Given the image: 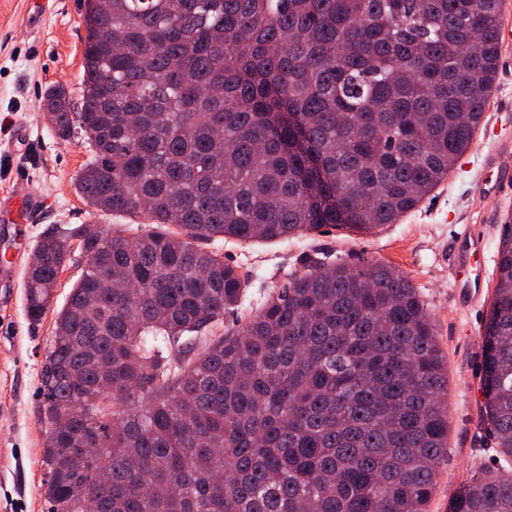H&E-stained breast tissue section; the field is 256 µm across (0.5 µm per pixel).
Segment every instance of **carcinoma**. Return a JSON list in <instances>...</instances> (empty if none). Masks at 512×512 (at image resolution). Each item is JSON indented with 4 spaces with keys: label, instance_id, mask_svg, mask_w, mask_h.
<instances>
[{
    "label": "carcinoma",
    "instance_id": "obj_1",
    "mask_svg": "<svg viewBox=\"0 0 512 512\" xmlns=\"http://www.w3.org/2000/svg\"><path fill=\"white\" fill-rule=\"evenodd\" d=\"M503 0H87L86 205L152 229L69 224L32 249L37 323L84 257L42 360L50 512H429L448 456V359L410 280L310 261L228 334L247 278L207 244L395 223L448 175L486 110ZM484 338V406L512 457V224ZM112 275L121 285L102 287ZM94 438L96 452H73ZM455 512H512L481 469Z\"/></svg>",
    "mask_w": 512,
    "mask_h": 512
}]
</instances>
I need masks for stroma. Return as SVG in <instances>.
<instances>
[{"instance_id":"stroma-1","label":"stroma","mask_w":512,"mask_h":512,"mask_svg":"<svg viewBox=\"0 0 512 512\" xmlns=\"http://www.w3.org/2000/svg\"><path fill=\"white\" fill-rule=\"evenodd\" d=\"M87 0H0V194L25 178L41 205L30 216L28 238L15 243L0 225V254L14 267L0 282V512H48L42 487L40 369L61 308L83 258L72 253L53 296V311L31 322L25 311V271L32 248L64 224L132 225L131 217L86 205L75 183L89 154L80 139H57L44 117L43 100L54 86L81 103L84 17ZM23 141H16L17 130ZM512 165V44L503 45L482 124L447 178L396 223L370 233L324 227L287 241L218 240L211 247L249 277L246 312L258 311L276 285L301 263L323 254L359 264L379 261L412 282L432 315L448 358V456L441 461L430 512H454L463 483L497 463L483 406L484 331L489 322L501 226L512 193L498 189L494 163ZM470 225L488 236V282L472 306L453 290L455 242Z\"/></svg>"}]
</instances>
